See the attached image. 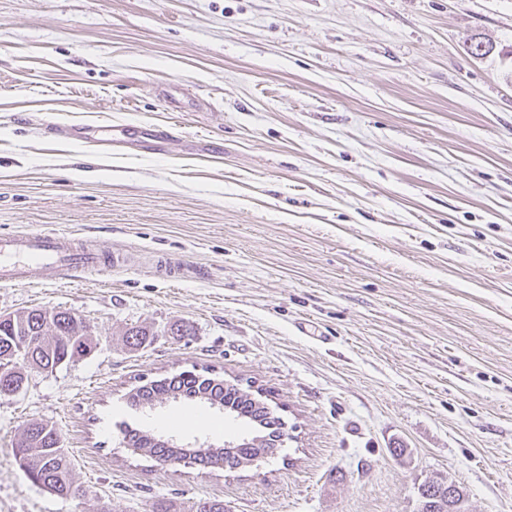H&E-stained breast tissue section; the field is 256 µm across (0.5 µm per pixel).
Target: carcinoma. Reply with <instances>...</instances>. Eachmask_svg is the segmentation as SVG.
<instances>
[{"mask_svg":"<svg viewBox=\"0 0 512 512\" xmlns=\"http://www.w3.org/2000/svg\"><path fill=\"white\" fill-rule=\"evenodd\" d=\"M159 335L142 327H132L126 333V342L132 350L144 349ZM95 348L96 343L84 332L80 317L67 309L33 308L13 320H0V395L21 390L28 382L29 369L34 366L53 372L90 355ZM127 401L132 407L148 410L194 401L222 410L256 429L254 436L243 437L236 447L216 450L179 448L170 437L140 429L125 430L124 439L129 447L160 464L201 462L210 468L220 467L232 472L247 463L275 456L286 436V423L262 399L261 393L254 394L238 383L229 384L212 372L185 370L150 380L133 387ZM13 452L35 485L63 498L84 494L82 486L74 480L72 458L62 448L59 430L54 424L37 420L27 423ZM418 493L421 512H443L448 488L432 481ZM150 512H224V501L200 499L186 511L171 499H159L153 502Z\"/></svg>","mask_w":512,"mask_h":512,"instance_id":"carcinoma-1","label":"carcinoma"}]
</instances>
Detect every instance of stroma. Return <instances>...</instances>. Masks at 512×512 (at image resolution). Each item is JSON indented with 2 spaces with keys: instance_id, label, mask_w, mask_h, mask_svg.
I'll use <instances>...</instances> for the list:
<instances>
[{
  "instance_id": "1",
  "label": "stroma",
  "mask_w": 512,
  "mask_h": 512,
  "mask_svg": "<svg viewBox=\"0 0 512 512\" xmlns=\"http://www.w3.org/2000/svg\"><path fill=\"white\" fill-rule=\"evenodd\" d=\"M20 231L126 261L0 284V314L68 309L98 342L0 396V512H416L432 478L512 512V0H0V235ZM137 325L160 336L134 351ZM206 367L262 388L289 432L275 457L126 447L128 391ZM32 420L85 496L25 476ZM150 422L192 445L244 432L199 406ZM225 512L224 503L217 499H199L194 502L189 510H184L181 505L171 499H159L153 502L150 512Z\"/></svg>"
}]
</instances>
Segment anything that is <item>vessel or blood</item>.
<instances>
[{"instance_id":"1","label":"vessel or blood","mask_w":512,"mask_h":512,"mask_svg":"<svg viewBox=\"0 0 512 512\" xmlns=\"http://www.w3.org/2000/svg\"><path fill=\"white\" fill-rule=\"evenodd\" d=\"M104 252L92 241L60 233L0 237V283L39 282L45 276L77 277L97 269Z\"/></svg>"}]
</instances>
